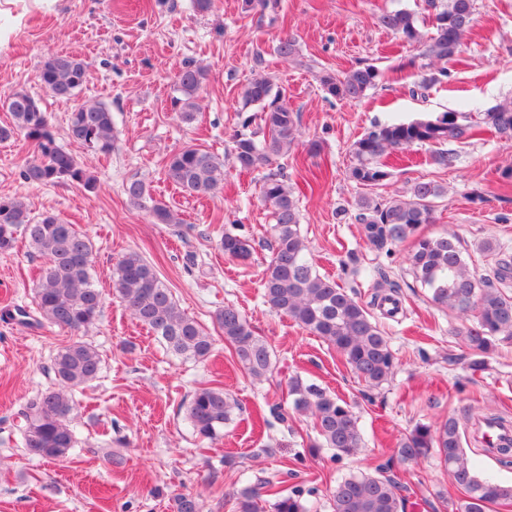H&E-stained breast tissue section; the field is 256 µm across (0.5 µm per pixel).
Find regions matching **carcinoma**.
<instances>
[{"label": "carcinoma", "mask_w": 512, "mask_h": 512, "mask_svg": "<svg viewBox=\"0 0 512 512\" xmlns=\"http://www.w3.org/2000/svg\"><path fill=\"white\" fill-rule=\"evenodd\" d=\"M434 9L432 33L418 26L414 12L407 9L384 11L378 24L409 42L419 44L428 60L417 82L427 90L448 77L443 64L459 52L465 32L471 27L474 0H446ZM38 78L56 99L70 101L88 80L85 61L67 53L45 57ZM379 71L372 65H358L341 75L319 76L322 90L329 96L355 100L377 86ZM205 70L192 59L182 62L174 83L179 96L172 106L182 123L195 122L200 107ZM242 108L257 107L263 123V139L239 134L235 138L234 166L241 172L270 165L288 154L297 134L298 114L283 102L274 82L258 71L240 92ZM11 122L0 125V143L23 137L32 148L23 176L31 185L47 186L70 182L92 189L97 179L90 169L60 146L47 113L39 102L23 90L3 103ZM462 113L447 111L433 119L377 124L354 145L355 164L349 177L365 189L381 186L391 177L389 157L416 145L435 147L433 161L451 168L457 153L445 145L472 135V126L460 122ZM482 123L498 136L512 140V99L483 112ZM70 137L96 154L109 155L116 148L112 111L102 103L76 106L68 120ZM166 180L181 192L210 198L224 190V160L215 154L185 146L163 161ZM123 191L130 203L143 209L159 224H180V214L153 199L141 180L127 183ZM262 205L270 212L271 260L263 276L264 303L310 333L336 348L351 370L371 388L388 382L396 367L395 356L374 310L394 317L400 310V286L383 279L371 301L362 303L335 280L320 274L309 257V247L300 230V211L288 185L284 168L263 177ZM444 189L432 181L416 182L406 195L376 199L362 195L356 202L358 220L366 239L376 249L409 244L408 262L417 282L431 294L432 302L459 314L467 321L460 331L463 346L476 355L470 369L484 366V357L503 344L512 345V254L500 244L485 240L477 251L494 258L491 274L484 275L468 264L464 249L454 234L429 236L421 227L435 221L436 200ZM24 234L29 247L44 259L34 286L37 311L47 323L73 333L88 332L101 315L104 296L95 287L92 269L96 248L75 225L46 211L37 217L21 197H0V252L13 249L17 234ZM224 255L239 261L251 258L249 241L230 232L221 240ZM114 290L130 312L151 330L172 353L204 360L212 350V337L201 324L188 316L173 299L154 268L138 253L129 252L112 267ZM224 340L238 364L252 381L262 383L273 374L276 364L267 342L256 336L242 312L232 304L215 314ZM102 354L94 345L77 339L52 356L49 372L53 386L30 399L22 412L25 452L44 459L64 458L76 448L72 415L77 407L75 392L99 378ZM293 413L310 419L317 440L315 448H326L333 456H350L364 447L358 417L343 399L319 385L296 375L288 381ZM237 401L224 388L205 386L192 395L186 418L195 436L216 441L224 425L232 421ZM465 435L457 418L450 416L439 425L417 424L395 450L402 462L435 455L466 500L460 512H486L493 504L512 502V484H504L480 474L464 447ZM390 465H380L372 473L350 474L337 482L332 492L333 512H401L400 486L388 475ZM304 489L296 486L283 495L271 482L257 476L233 493L235 512H306ZM174 512H200L191 493L174 497Z\"/></svg>", "instance_id": "cac0c4a2"}]
</instances>
